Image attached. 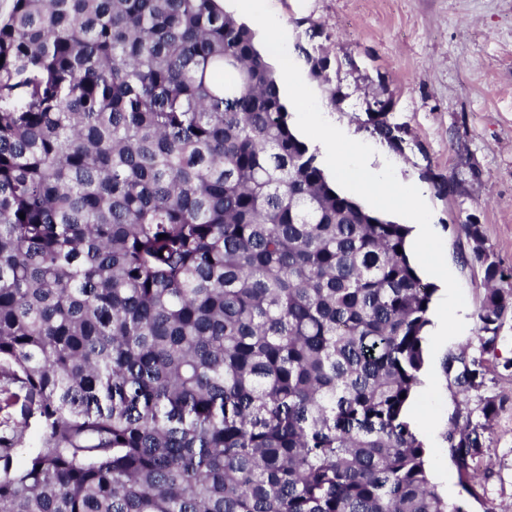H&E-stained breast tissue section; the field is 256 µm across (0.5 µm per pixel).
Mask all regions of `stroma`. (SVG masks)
I'll return each mask as SVG.
<instances>
[{
	"label": "stroma",
	"mask_w": 512,
	"mask_h": 512,
	"mask_svg": "<svg viewBox=\"0 0 512 512\" xmlns=\"http://www.w3.org/2000/svg\"><path fill=\"white\" fill-rule=\"evenodd\" d=\"M287 33L288 51L319 104L360 139L378 146L374 166L392 163L424 190L445 261L465 297L464 331L426 357L405 416L426 451L429 478L467 512H512V319L489 358L486 383L469 408L481 422L493 399L473 492L460 483L445 434L460 405L444 370L448 355L477 347L483 272L467 262L460 230L473 221L500 269L512 275V0H268ZM339 60L343 98L314 79L308 56ZM401 130L402 147L373 131L370 116Z\"/></svg>",
	"instance_id": "35a3bbf8"
}]
</instances>
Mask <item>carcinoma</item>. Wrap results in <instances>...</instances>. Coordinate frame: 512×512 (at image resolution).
I'll list each match as a JSON object with an SVG mask.
<instances>
[{
	"mask_svg": "<svg viewBox=\"0 0 512 512\" xmlns=\"http://www.w3.org/2000/svg\"><path fill=\"white\" fill-rule=\"evenodd\" d=\"M0 59V410L43 422L22 463L25 426L0 437V512H463L404 420L433 292L410 228L331 185L252 28L13 0ZM460 228L487 284L479 354L446 363L466 407L512 286ZM484 430L445 435L462 480ZM283 91V98L285 100V103L287 104L288 106V111H289V124L290 126L293 128V130L295 131V133L297 134V136L303 140L304 142H306L307 144H309L310 146V149L312 151H315L316 154H317V158H318V162L319 164L321 165L322 169L324 170L325 174L327 175V177L329 178V180L333 183V185L336 186V189H337V183H336V180L334 179V176L332 173H330L327 168H326V165H325V160H324V157L320 151V148L318 145H314V143L316 141L308 138L307 136H305L303 133L300 132V130L298 129L297 127V123H296V111L292 105V103L290 102L289 98H288V95H287V92H286V88L282 89Z\"/></svg>",
	"mask_w": 512,
	"mask_h": 512,
	"instance_id": "carcinoma-1",
	"label": "carcinoma"
}]
</instances>
